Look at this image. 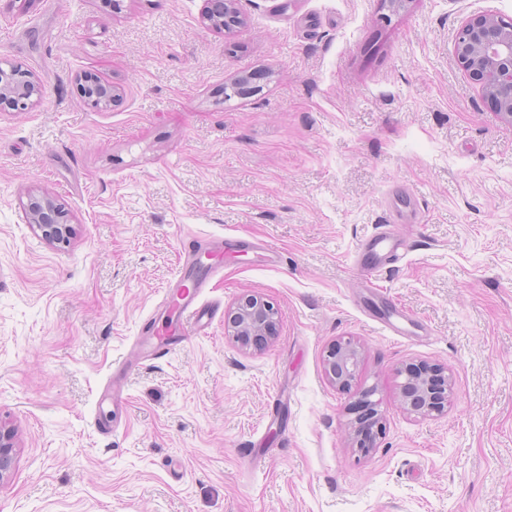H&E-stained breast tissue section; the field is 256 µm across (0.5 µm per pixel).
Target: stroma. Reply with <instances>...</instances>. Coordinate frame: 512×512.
I'll list each match as a JSON object with an SVG mask.
<instances>
[{
    "mask_svg": "<svg viewBox=\"0 0 512 512\" xmlns=\"http://www.w3.org/2000/svg\"><path fill=\"white\" fill-rule=\"evenodd\" d=\"M0 0V59L43 79L0 111V419L17 452L0 512H512V123L457 63L475 14L512 0ZM121 87L106 111L77 74ZM260 74L259 89H224ZM71 216L68 244L29 196ZM404 247L371 266L392 205ZM227 236L209 328L162 358L136 337L189 244ZM259 294L275 338L242 350L227 311ZM364 348L352 387L328 347ZM442 364L419 418L397 370ZM124 403L99 404L106 381ZM378 385L383 432L347 446ZM204 4L205 6L203 16L208 22H210L212 26H216V14L219 12H224V4L230 6L231 9L236 14L234 15L231 11L224 13V29L230 31V29H232L240 23V16L237 11L236 0H204ZM213 16H215L216 18L211 20V17ZM237 16L239 17V19L237 18ZM66 214L63 213L48 197L41 201L31 202L26 218L30 224H34L42 233V236L50 243H60L71 238L73 227L67 224Z\"/></svg>",
    "mask_w": 512,
    "mask_h": 512,
    "instance_id": "obj_1",
    "label": "stroma"
}]
</instances>
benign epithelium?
<instances>
[{
    "instance_id": "obj_1",
    "label": "benign epithelium",
    "mask_w": 512,
    "mask_h": 512,
    "mask_svg": "<svg viewBox=\"0 0 512 512\" xmlns=\"http://www.w3.org/2000/svg\"><path fill=\"white\" fill-rule=\"evenodd\" d=\"M237 10L236 0H204L203 16L210 24L224 6ZM455 53L459 64L484 91L485 97L494 103L496 112L512 122V20L505 21L488 14L473 16L457 33ZM0 60V107L5 101H14V110L25 112L43 95L44 82L29 71L13 65L9 70L1 67ZM84 97L93 108L104 111L121 96V88L103 83L88 75L80 77ZM63 213L48 197L34 201L26 218L49 242H64L73 235L72 225L65 222ZM279 322L278 309L260 295H249L239 301L225 319V335L238 343L262 345L276 334ZM361 346L352 339L338 340L325 356V372L328 379L339 388H347L354 381L361 364ZM404 377L401 397L405 408L418 415L433 416L445 412L452 390V380L446 369L435 364L426 372H417L409 364L398 370ZM15 429L0 420V485L10 473L16 443ZM350 447L366 456L374 448L373 439L366 435L362 422L350 424Z\"/></svg>"
}]
</instances>
